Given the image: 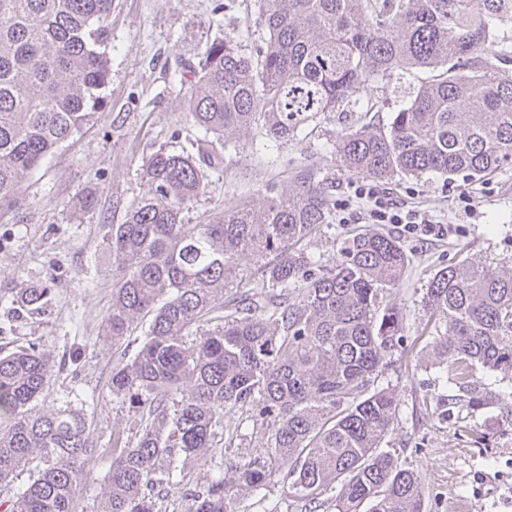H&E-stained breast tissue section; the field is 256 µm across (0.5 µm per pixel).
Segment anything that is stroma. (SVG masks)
<instances>
[{
  "label": "stroma",
  "mask_w": 512,
  "mask_h": 512,
  "mask_svg": "<svg viewBox=\"0 0 512 512\" xmlns=\"http://www.w3.org/2000/svg\"><path fill=\"white\" fill-rule=\"evenodd\" d=\"M246 29L263 34L256 0H112L111 73L102 112L28 177L20 205L0 210V334L20 345L37 343L54 360L44 394L29 409L37 415L68 403L84 410L101 449L85 465L76 491L79 512H96L106 496L112 458L104 450L112 445L113 429L134 426L127 403L107 386L120 351L103 334L113 280L104 236L146 193L143 161L172 131L185 139L199 134L176 62H196L207 40ZM433 76L430 69H399L369 82L362 94L374 103L375 120L386 124ZM355 118L352 112L321 114L294 139L264 148L257 132L241 136L223 174L190 208L188 222L239 203L262 204L270 184L283 195L295 194L296 175L310 168L334 209L330 226L307 251L321 265L338 262L345 238L370 220L353 195L361 176L323 146ZM379 187L393 203L444 227L439 236L386 227L411 258L401 284L383 297L404 313L410 349L394 350L379 376L398 400L383 448L419 471L423 512H512V369L475 368L479 398L471 400L425 358L420 303L430 278L458 255L483 265L512 261V167L481 180L460 173L396 176ZM89 192L96 208L79 209L78 199ZM32 284L51 290L43 313L20 314L5 305L6 297Z\"/></svg>",
  "instance_id": "obj_1"
}]
</instances>
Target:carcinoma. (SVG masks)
Returning a JSON list of instances; mask_svg holds the SVG:
<instances>
[{"mask_svg":"<svg viewBox=\"0 0 512 512\" xmlns=\"http://www.w3.org/2000/svg\"><path fill=\"white\" fill-rule=\"evenodd\" d=\"M112 0H0V206L20 203L26 179L62 142L94 122L109 83ZM264 37L205 44L184 66L186 104L202 135L163 145L141 168L148 190L109 225L112 302L105 336L135 353L112 368V397L134 409L136 432L112 437L108 492L98 512H159L178 490L187 512H232L282 479L304 512H422L421 477L381 444L396 418L394 390L377 378L404 331L382 304L410 259L398 238L361 229L325 268L305 253L329 224L332 202L307 184L260 206L225 207L202 224L185 214L209 188L240 134L286 142L317 115L373 107L360 92L397 69L439 71L387 125L365 123L332 143L351 173L464 172L512 162V0H259ZM248 259L253 267L246 269ZM238 300L224 303V291ZM49 289H21L30 313ZM433 364L466 386L471 369L512 368V263L460 260L422 297ZM50 357L35 343L0 352V489L33 470L5 512H75L96 452L86 415L40 416ZM233 412L265 438L261 456L224 463L203 485L188 479L238 438Z\"/></svg>","mask_w":512,"mask_h":512,"instance_id":"cac0c4a2","label":"carcinoma"}]
</instances>
